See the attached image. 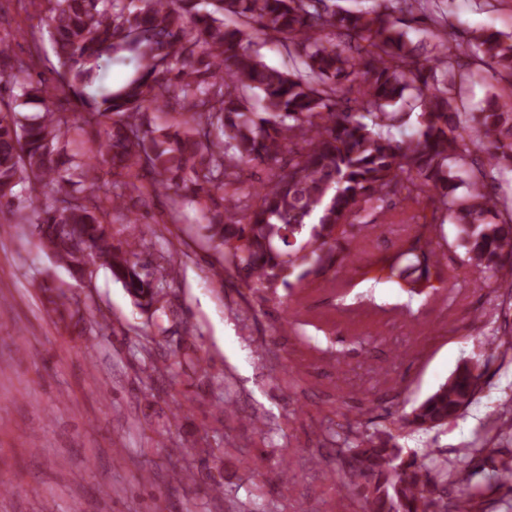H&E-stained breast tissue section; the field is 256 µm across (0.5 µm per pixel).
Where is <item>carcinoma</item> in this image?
Returning a JSON list of instances; mask_svg holds the SVG:
<instances>
[{
  "mask_svg": "<svg viewBox=\"0 0 512 512\" xmlns=\"http://www.w3.org/2000/svg\"><path fill=\"white\" fill-rule=\"evenodd\" d=\"M14 2L37 13L58 69L50 88L33 60L11 55L0 6V215L34 225L38 246L72 279L103 268L137 306L160 302L174 266L150 270L112 241V212L141 195L104 190H137L148 177L154 190L174 192L173 222L185 206L201 212L219 254L214 274L254 294L339 273L348 229L395 200H427L439 215L377 260L408 298L433 280L458 279L443 262L448 221L473 285L512 288V201L487 188L512 172V110L494 94L473 115L457 93L472 78L464 57L512 78V32L470 29L459 43L434 31L432 44H415L409 28L421 0L371 9L336 0ZM259 38L282 46L291 68L266 64ZM106 62L130 74L96 88ZM59 94L75 111L55 107ZM173 104L176 123L145 122ZM29 106L39 111L27 115ZM72 132L92 135L101 161L65 151ZM252 164L268 170L258 188ZM48 300L74 325L83 321L63 289ZM482 367L480 359L456 367L407 424L430 431L462 414ZM394 425L344 441L335 476L365 512H476L473 449H461L469 463L450 470L437 448L404 451Z\"/></svg>",
  "mask_w": 512,
  "mask_h": 512,
  "instance_id": "cac0c4a2",
  "label": "carcinoma"
}]
</instances>
